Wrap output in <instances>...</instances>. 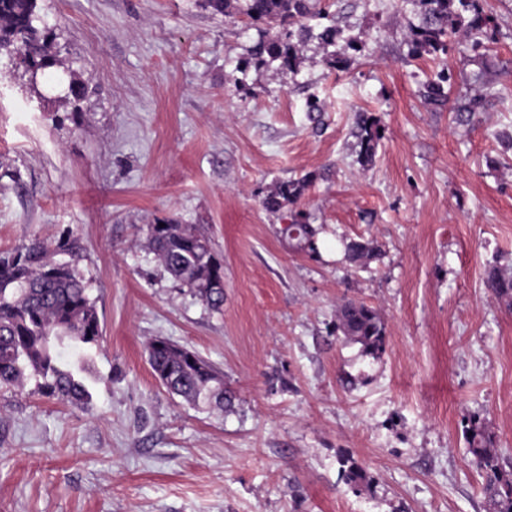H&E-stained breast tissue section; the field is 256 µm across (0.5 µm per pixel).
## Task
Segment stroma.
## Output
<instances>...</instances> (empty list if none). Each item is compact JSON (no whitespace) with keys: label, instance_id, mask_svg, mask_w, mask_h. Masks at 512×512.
Wrapping results in <instances>:
<instances>
[{"label":"stroma","instance_id":"stroma-1","mask_svg":"<svg viewBox=\"0 0 512 512\" xmlns=\"http://www.w3.org/2000/svg\"><path fill=\"white\" fill-rule=\"evenodd\" d=\"M330 2L362 45L345 68L313 38L294 68L257 61L263 28L205 0H37L62 65L33 86L0 57V254L67 244L102 328L89 406L0 389V512H489L467 429L512 459V309L483 288L512 274V0H483L476 57L409 56L407 0ZM443 70L482 96L471 119L424 101ZM359 112L382 129L367 166ZM293 180L296 203L267 211ZM298 211L316 254L280 234ZM167 221L210 239L222 310L157 263L144 228ZM358 238L381 254L356 267L341 242ZM346 300L379 312L380 356L336 333ZM154 337L223 371L232 406L167 392ZM305 189V181H287L263 201L264 207L271 212H279L288 204H293ZM340 470L345 482L355 491H362L367 488L370 479L350 458L339 459Z\"/></svg>","mask_w":512,"mask_h":512}]
</instances>
